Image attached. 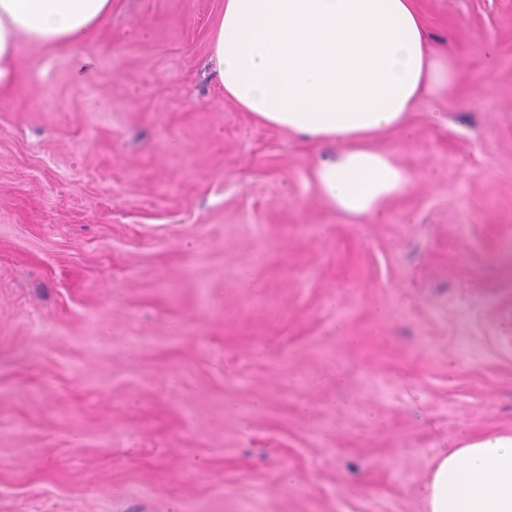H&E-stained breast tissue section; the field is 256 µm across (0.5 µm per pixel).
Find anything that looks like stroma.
Returning <instances> with one entry per match:
<instances>
[{
  "label": "stroma",
  "instance_id": "1",
  "mask_svg": "<svg viewBox=\"0 0 512 512\" xmlns=\"http://www.w3.org/2000/svg\"><path fill=\"white\" fill-rule=\"evenodd\" d=\"M418 6L460 78L379 141L415 181L377 216L225 99L224 0L18 51L0 512H423L437 449L512 433V0Z\"/></svg>",
  "mask_w": 512,
  "mask_h": 512
}]
</instances>
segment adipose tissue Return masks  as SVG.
<instances>
[{
    "label": "adipose tissue",
    "mask_w": 512,
    "mask_h": 512,
    "mask_svg": "<svg viewBox=\"0 0 512 512\" xmlns=\"http://www.w3.org/2000/svg\"><path fill=\"white\" fill-rule=\"evenodd\" d=\"M112 0H0V86L21 42L73 47ZM225 98L260 123L336 150L313 180L331 209L379 214L412 175L377 140L408 133L415 103L459 73L429 47L416 0H224L211 33ZM423 512H512V435L461 433L435 459Z\"/></svg>",
    "instance_id": "adipose-tissue-1"
}]
</instances>
